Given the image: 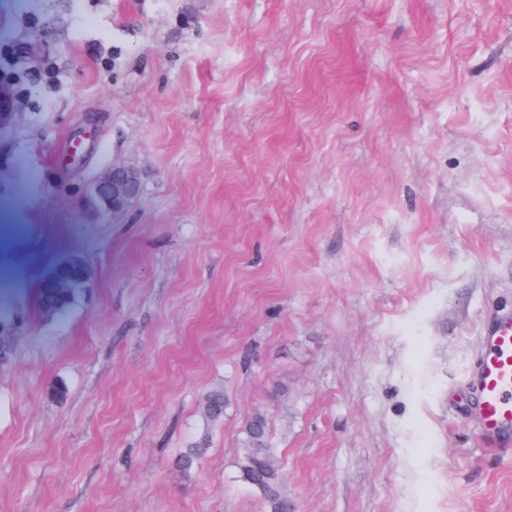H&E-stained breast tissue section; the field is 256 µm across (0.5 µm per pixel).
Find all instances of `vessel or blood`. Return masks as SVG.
<instances>
[{"instance_id": "obj_1", "label": "vessel or blood", "mask_w": 512, "mask_h": 512, "mask_svg": "<svg viewBox=\"0 0 512 512\" xmlns=\"http://www.w3.org/2000/svg\"><path fill=\"white\" fill-rule=\"evenodd\" d=\"M476 426L487 444L512 445V312L482 329L472 371Z\"/></svg>"}]
</instances>
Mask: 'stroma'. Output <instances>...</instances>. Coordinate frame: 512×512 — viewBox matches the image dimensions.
Returning <instances> with one entry per match:
<instances>
[{
	"label": "stroma",
	"instance_id": "obj_1",
	"mask_svg": "<svg viewBox=\"0 0 512 512\" xmlns=\"http://www.w3.org/2000/svg\"><path fill=\"white\" fill-rule=\"evenodd\" d=\"M0 96V512H266L258 410L295 512H512V0H0ZM138 191L133 172L127 168H115L101 177L94 186V196L112 210L122 209ZM476 426L490 446L512 444V312L482 329L472 371ZM235 467L238 478L265 499L269 512H286L288 498L278 490L279 460L270 447L267 419L262 412H255L244 426Z\"/></svg>",
	"mask_w": 512,
	"mask_h": 512
}]
</instances>
